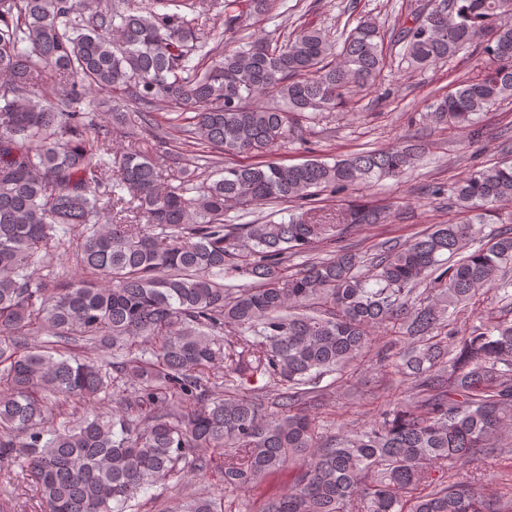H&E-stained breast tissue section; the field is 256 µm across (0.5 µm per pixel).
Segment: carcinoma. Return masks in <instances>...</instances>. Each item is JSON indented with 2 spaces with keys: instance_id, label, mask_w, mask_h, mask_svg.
<instances>
[{
  "instance_id": "cac0c4a2",
  "label": "carcinoma",
  "mask_w": 512,
  "mask_h": 512,
  "mask_svg": "<svg viewBox=\"0 0 512 512\" xmlns=\"http://www.w3.org/2000/svg\"><path fill=\"white\" fill-rule=\"evenodd\" d=\"M274 2L224 0V32ZM192 5L0 0V476L30 480L38 512H133L148 490L213 472L233 496L286 465L288 492L256 512H512V498L486 495L470 473L512 432V284L500 281L512 228L483 234L512 208V163L449 189L461 222L290 272L288 257L378 222L362 206L328 219L319 192L396 177L422 152L399 143L332 163L269 160L302 139V120L381 74L380 31L365 19L336 42L305 22L281 42L242 35L221 54ZM394 42L415 69L462 50L480 66L430 104L429 124L477 137L480 116L512 98V0H431ZM48 67L56 80L32 91ZM102 91L135 108L100 120L90 94ZM159 103L179 109L166 124L180 145L209 149L175 179L143 148L161 138ZM239 154L256 162L196 182L214 157ZM267 202L300 213L224 223ZM63 247L82 274L54 267ZM38 264L47 274L34 276ZM228 273L252 284L226 288ZM491 288L506 314L452 322ZM394 328L403 344L379 368L411 394L369 426L325 435L320 382L343 380L373 332ZM257 377L278 388L273 402L247 387ZM171 512H222V502L194 495Z\"/></svg>"
}]
</instances>
